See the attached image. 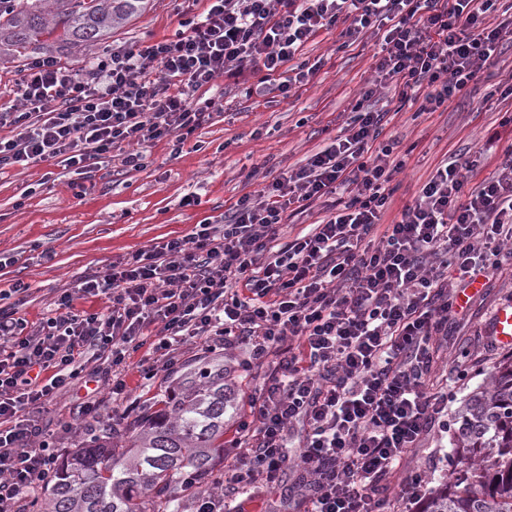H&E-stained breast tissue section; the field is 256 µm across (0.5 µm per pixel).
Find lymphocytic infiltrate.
Returning a JSON list of instances; mask_svg holds the SVG:
<instances>
[{"mask_svg":"<svg viewBox=\"0 0 512 512\" xmlns=\"http://www.w3.org/2000/svg\"><path fill=\"white\" fill-rule=\"evenodd\" d=\"M339 24L378 36L380 49L330 145L241 196L223 226L196 225L84 276L37 326L0 307V512H25L50 482L59 455L40 412L56 394L84 388L79 413L93 425L104 397L125 396L135 353L151 379L188 341L214 336L265 372L238 422L228 483L260 496L296 471L293 512H412L421 501V475L401 466L448 405L431 386L436 349L465 317L458 297L475 277L512 273V145L492 137L464 161H441L386 225L404 162L377 145L386 114L369 102L388 87L425 113L468 94L512 28V0H204L174 37L112 47L89 70L26 62L16 105H0V170L136 171L141 146L162 139L181 152L214 105L196 91L250 68L281 75L288 94L317 71L305 45ZM323 199L322 222L282 239L288 210ZM78 297L103 306L75 309ZM396 474L392 503L377 489Z\"/></svg>","mask_w":512,"mask_h":512,"instance_id":"f902f5d3","label":"lymphocytic infiltrate"}]
</instances>
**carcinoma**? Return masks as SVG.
Masks as SVG:
<instances>
[{
  "label": "carcinoma",
  "mask_w": 512,
  "mask_h": 512,
  "mask_svg": "<svg viewBox=\"0 0 512 512\" xmlns=\"http://www.w3.org/2000/svg\"><path fill=\"white\" fill-rule=\"evenodd\" d=\"M149 0H0V48L18 62L53 45L92 46L145 11ZM234 408L224 364L205 358L171 381L133 422L130 448L112 447L105 425L63 456L41 512H182L177 489L213 474L224 451V413ZM461 465L423 512H512V355L456 418Z\"/></svg>",
  "instance_id": "obj_1"
}]
</instances>
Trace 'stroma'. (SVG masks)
I'll return each mask as SVG.
<instances>
[{
    "label": "stroma",
    "mask_w": 512,
    "mask_h": 512,
    "mask_svg": "<svg viewBox=\"0 0 512 512\" xmlns=\"http://www.w3.org/2000/svg\"><path fill=\"white\" fill-rule=\"evenodd\" d=\"M196 12L185 0H151L145 13L114 30L105 43L115 46L172 35L181 18ZM342 42L336 30L308 42L303 57L318 63L319 69L307 85L293 88L286 97L276 90L256 92L258 78L253 74L238 85L220 79L199 89V97L214 102L210 119L190 136L181 154H173L165 139L148 145L140 170L102 169L80 188L74 174L57 165L22 173L10 169L0 175V255L12 260L0 269V290L18 281L27 285L19 313L38 322L53 309L60 292L81 276L105 270L112 261L163 239L187 235L201 222L219 221L242 195L258 193L268 179L331 143L360 98L377 50L369 35L348 48ZM485 94L481 83L454 98L447 109L420 115L409 102L388 114L379 141L392 145L405 166L390 183L393 195L385 221H392L413 200L442 159L474 152L497 131L503 142L512 141V133L499 129L503 114L512 113V96L488 106ZM187 196L194 198V205H183ZM505 302L512 303V278L490 279L472 290L466 320L449 325L447 338L441 340L432 382L450 392L449 413H456L502 359L504 351L494 343L489 326L494 311ZM459 353L467 365L462 377L451 369V359ZM202 357L223 360L241 401L263 385L262 375L243 370L241 353L225 352L215 342L187 345L177 367L155 380H142L137 370H130L126 400L104 404L99 420L119 431L118 445H127L133 421L124 412L127 402L141 408L160 398L170 380ZM75 403V392L58 395L43 414L63 453L87 434L72 412ZM453 441V433L433 430L407 458L433 490L442 489L458 466ZM293 483L287 474L264 496L231 490L227 500L236 512H288Z\"/></svg>",
    "instance_id": "stroma-1"
}]
</instances>
